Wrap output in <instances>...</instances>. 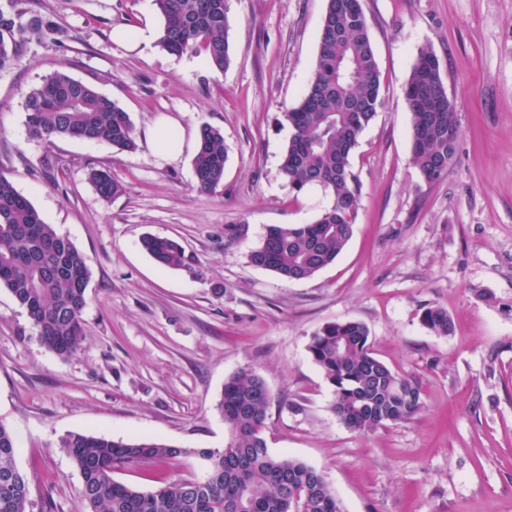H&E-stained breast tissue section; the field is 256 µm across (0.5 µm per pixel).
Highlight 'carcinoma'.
<instances>
[{
	"label": "carcinoma",
	"mask_w": 512,
	"mask_h": 512,
	"mask_svg": "<svg viewBox=\"0 0 512 512\" xmlns=\"http://www.w3.org/2000/svg\"><path fill=\"white\" fill-rule=\"evenodd\" d=\"M162 18L159 45L172 55L205 53L210 67L230 64L228 0H153ZM0 9V71L13 65L27 42L55 32L40 16L25 22L22 0ZM360 0H327L317 58L298 104L284 113L292 129L282 172L296 191L318 185L333 202L309 224L269 227L250 262L289 281H300L335 262L352 235L359 188L350 158L365 128L383 104L381 72ZM411 112V160L423 177L448 173L456 155L459 128L440 62L429 48L419 50L404 88ZM26 124L36 138L69 137L104 142L119 151L136 149L129 112L91 85L58 69L25 98ZM227 151L220 129L200 127L192 165L197 188L213 193L224 184ZM90 180L109 200L121 186L106 169ZM0 288L24 308L42 344L67 357L84 336L82 311L90 269L83 254L0 172ZM142 247L159 265L190 268L184 247L168 237L149 235ZM423 324L440 336L451 330L448 313L428 307ZM312 360L334 388V411L353 431H373L412 419L424 408L418 383L394 373L370 349L367 327L354 320L326 324L308 346ZM269 395L263 379L243 369L224 383L217 408L228 441L217 449L180 448L162 441L113 440L94 433H71L59 441L81 474V512H341L321 472L287 455L269 452L264 438ZM18 443L0 424V512H29V479L18 469ZM195 454L207 462L196 480H173L140 491L113 478L127 463H151Z\"/></svg>",
	"instance_id": "obj_1"
}]
</instances>
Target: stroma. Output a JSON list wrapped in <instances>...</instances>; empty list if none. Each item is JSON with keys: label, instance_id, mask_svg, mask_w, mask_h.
<instances>
[{"label": "stroma", "instance_id": "obj_1", "mask_svg": "<svg viewBox=\"0 0 512 512\" xmlns=\"http://www.w3.org/2000/svg\"><path fill=\"white\" fill-rule=\"evenodd\" d=\"M327 0H229L231 63L132 51L114 27H151L153 0H26L56 31L0 71V171L91 269L84 336L61 358L0 288V423L19 445L30 512H79L82 477L62 436L161 440L186 448L119 466L141 491L202 477L196 448L228 438L217 404L247 369L269 393V451L319 470L342 512H512V0H361L384 103L350 160L360 187L352 236L314 277L287 281L249 260L269 226L306 224L331 204L295 191L281 171L284 118L312 77ZM441 64L459 127L447 175L426 181L411 161L403 96L420 48ZM130 113L138 147L37 139L26 93L57 69ZM186 136L179 160L150 148L159 117ZM221 129L224 185L196 188L201 125ZM109 170L124 191L102 199L89 180ZM178 240L190 269L157 265L141 239ZM452 322L439 336L425 308ZM355 320L374 355L417 381L424 408L371 432L348 429L308 346L325 324ZM423 324L440 336H446L451 330V320L448 313L440 307H428L421 315Z\"/></svg>", "mask_w": 512, "mask_h": 512}]
</instances>
